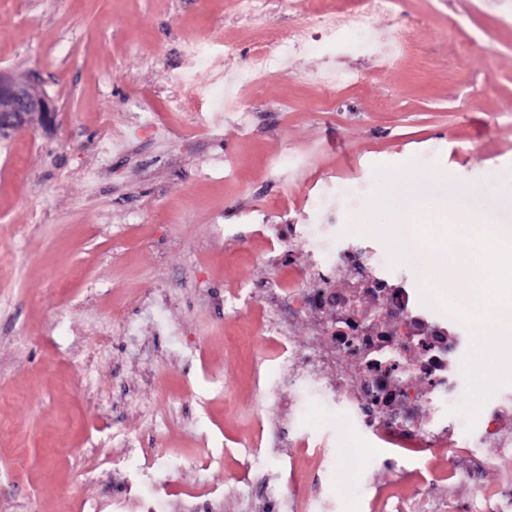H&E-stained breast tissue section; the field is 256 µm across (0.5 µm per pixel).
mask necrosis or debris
<instances>
[{
	"label": "necrosis or debris",
	"mask_w": 512,
	"mask_h": 512,
	"mask_svg": "<svg viewBox=\"0 0 512 512\" xmlns=\"http://www.w3.org/2000/svg\"><path fill=\"white\" fill-rule=\"evenodd\" d=\"M396 0H352L348 12L305 11L299 38L281 44L268 34L261 51L227 80V102L240 104L236 126L250 131V110L241 94L258 90L270 71L287 72L288 62L308 48L332 45L356 23L390 14ZM454 257L474 289L448 303L429 284H398L383 261L364 263L352 251L344 232L331 247L318 249L303 262H292L288 282L273 285L274 296L295 316L319 323L322 342L304 351L286 347L285 361L293 380H315L332 374L319 396L349 417L355 433L393 451L400 465L390 486L373 497L372 512H448V501L430 496L405 478V461L419 463L432 484L475 488L464 512H512V475L496 488L483 478L497 458L512 455V393L487 396L466 430H458L468 389L464 363L472 345L465 320L484 300L486 265L471 236H459ZM349 284L334 289L339 268ZM496 456H489V449Z\"/></svg>",
	"instance_id": "4bbe7bcc"
}]
</instances>
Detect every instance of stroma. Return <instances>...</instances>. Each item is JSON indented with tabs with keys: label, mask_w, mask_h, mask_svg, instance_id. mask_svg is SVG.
I'll list each match as a JSON object with an SVG mask.
<instances>
[{
	"label": "stroma",
	"mask_w": 512,
	"mask_h": 512,
	"mask_svg": "<svg viewBox=\"0 0 512 512\" xmlns=\"http://www.w3.org/2000/svg\"><path fill=\"white\" fill-rule=\"evenodd\" d=\"M478 0H401L355 27L335 50L295 57L262 83L249 136L222 138L188 117L163 134L126 112L168 114L192 73L207 97L268 32L296 38L290 0L240 16L231 0H0V67L47 95L50 129L0 137V512H114L155 497L157 512H275L278 474L296 461L319 478L333 512H368L387 475L353 484L318 472L289 418L325 428L314 390L289 385L274 343L224 308L243 281L267 287L329 241L276 239L291 224L345 225L396 277H443L454 234L477 248L512 225V0L484 16ZM401 63L369 44L393 25ZM236 44L228 54L225 42ZM357 82L324 93L307 82L322 59ZM124 131V152L100 142ZM101 173L97 183L88 169ZM391 183L407 228L373 210ZM471 190L454 201L451 188ZM222 218L224 233L214 230ZM512 282L495 279L470 319L467 403L512 393V347L498 320Z\"/></svg>",
	"instance_id": "1"
}]
</instances>
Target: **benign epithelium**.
I'll use <instances>...</instances> for the list:
<instances>
[{
    "label": "benign epithelium",
    "instance_id": "1",
    "mask_svg": "<svg viewBox=\"0 0 512 512\" xmlns=\"http://www.w3.org/2000/svg\"><path fill=\"white\" fill-rule=\"evenodd\" d=\"M53 108L49 101L35 94L28 83L0 69V135L29 127L34 122L51 123Z\"/></svg>",
    "mask_w": 512,
    "mask_h": 512
}]
</instances>
